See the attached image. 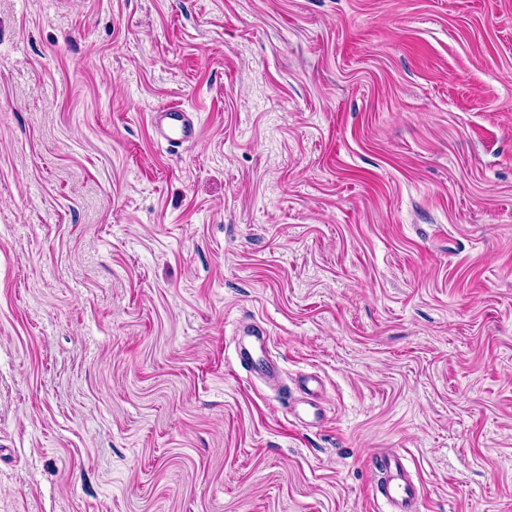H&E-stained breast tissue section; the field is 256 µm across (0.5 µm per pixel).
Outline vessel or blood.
<instances>
[{"instance_id": "obj_1", "label": "vessel or blood", "mask_w": 512, "mask_h": 512, "mask_svg": "<svg viewBox=\"0 0 512 512\" xmlns=\"http://www.w3.org/2000/svg\"><path fill=\"white\" fill-rule=\"evenodd\" d=\"M151 122L155 133L173 145L193 142L198 137L193 121L178 103L166 105L154 112ZM269 344L267 332L255 325L244 326L238 334L239 360L247 362L251 360L253 353H262L263 360L258 375L266 381L279 377L277 364L266 356ZM406 461V456L398 451L371 459L372 468L379 474L378 480L371 486L372 496L387 502L390 512H422V489L409 475Z\"/></svg>"}]
</instances>
